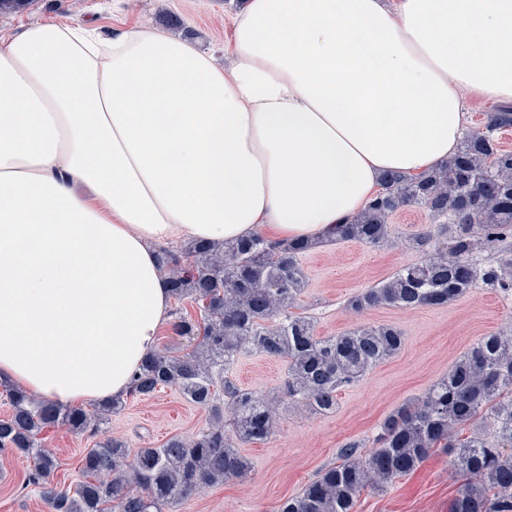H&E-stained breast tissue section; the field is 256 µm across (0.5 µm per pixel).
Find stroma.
Instances as JSON below:
<instances>
[{"mask_svg":"<svg viewBox=\"0 0 512 512\" xmlns=\"http://www.w3.org/2000/svg\"><path fill=\"white\" fill-rule=\"evenodd\" d=\"M241 0H32L24 10L0 16V31L16 33L39 22H91L102 33L137 22L175 34L200 50L222 54L227 19ZM428 213L417 206L400 210L391 220L394 243L373 247L354 241L322 242L301 259L306 289L298 311L310 317L317 336H335L356 322L386 324L404 337L401 350L366 373L353 387L338 393L336 409L318 413L291 404L280 406L267 441L242 445L253 463L242 480L201 490L174 512H276L279 503L299 493L320 471L335 462L340 448L358 442L370 451L380 423L394 409L423 396L449 367L477 341L512 328V297L475 288L443 307L400 309L379 306L353 316L345 304L353 294L373 287L402 266L423 260L408 247L413 234L429 228ZM287 363L260 354H244L232 369L241 387L275 395ZM209 424L207 411L174 389L126 405L103 426L106 436L130 448L157 447L168 438L189 436ZM44 444L60 462L57 481L68 485L80 477V460L93 440L58 427ZM25 459L0 452V512H47L37 490L27 484ZM461 479L442 452L433 453L414 472L385 492L364 490L356 512H451Z\"/></svg>","mask_w":512,"mask_h":512,"instance_id":"1","label":"stroma"}]
</instances>
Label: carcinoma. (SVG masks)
I'll return each instance as SVG.
<instances>
[{
    "label": "carcinoma",
    "mask_w": 512,
    "mask_h": 512,
    "mask_svg": "<svg viewBox=\"0 0 512 512\" xmlns=\"http://www.w3.org/2000/svg\"><path fill=\"white\" fill-rule=\"evenodd\" d=\"M511 125L512 112L501 110L486 130L466 133L444 165L416 179L385 175L379 193L337 229L338 240L387 247L393 245L389 221L403 207L419 205L435 223V233L408 239L415 248L434 242L427 257L351 296L349 311L440 307L479 287L512 296V150L493 137L497 128ZM490 245L499 255L477 260ZM312 248L308 241L276 242L257 234L161 251L171 295L199 310L181 314L174 325L175 334L193 344L144 359L130 395L147 399L170 387L205 408L209 426L191 437L176 435L134 451L122 440L104 439L85 450L82 480L60 488L54 479L58 461L43 448L41 434L57 426L94 434L124 400H107L90 413L0 382L11 407L0 419V450L32 463L27 482L48 512H168L203 488L246 477L252 463L239 445L270 437L277 405L230 378L244 352L287 360L283 398L316 412L333 410L339 392L396 354L403 336L390 325L358 324L318 337L311 319L291 312L305 288L300 260ZM466 429L472 434L463 438ZM358 448L349 443L339 449L338 460L277 512H354L361 489L389 488L439 448L466 479L451 512H512V330L482 337L423 396L381 422L368 454Z\"/></svg>",
    "instance_id": "obj_1"
}]
</instances>
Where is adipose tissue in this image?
Here are the masks:
<instances>
[{
	"instance_id": "obj_1",
	"label": "adipose tissue",
	"mask_w": 512,
	"mask_h": 512,
	"mask_svg": "<svg viewBox=\"0 0 512 512\" xmlns=\"http://www.w3.org/2000/svg\"><path fill=\"white\" fill-rule=\"evenodd\" d=\"M469 99L512 101V0H247L220 62L139 25L0 38V380L129 393L161 247L332 238L455 155Z\"/></svg>"
}]
</instances>
